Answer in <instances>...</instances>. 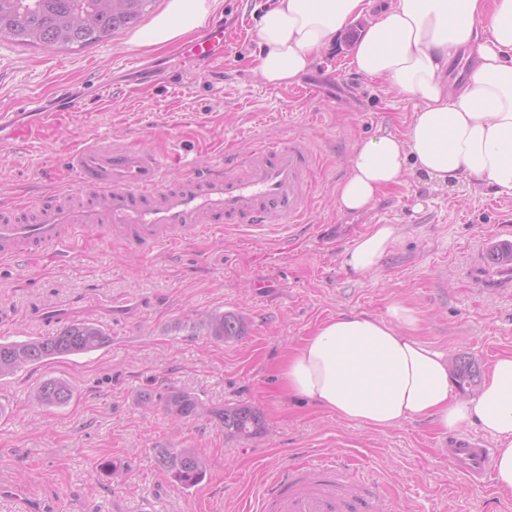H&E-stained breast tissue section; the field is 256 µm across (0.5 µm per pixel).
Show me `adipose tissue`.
Segmentation results:
<instances>
[{
    "instance_id": "ef3b65f1",
    "label": "adipose tissue",
    "mask_w": 512,
    "mask_h": 512,
    "mask_svg": "<svg viewBox=\"0 0 512 512\" xmlns=\"http://www.w3.org/2000/svg\"><path fill=\"white\" fill-rule=\"evenodd\" d=\"M216 5L168 0L131 42L172 44L203 26ZM366 7V0H269L256 24L257 72L274 86L297 83ZM462 56L464 78L450 83L448 69ZM351 65L417 105L403 133L354 147L339 211L367 210L410 171L512 196V0H389L355 43ZM397 237L396 225H375L343 253V266L373 275ZM418 322L403 302L381 318H328L282 356L276 384L290 400L374 429L420 418L447 431L477 425L496 448V487L512 493V354L495 359L474 396L456 399L448 360L417 338Z\"/></svg>"
}]
</instances>
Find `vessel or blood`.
Segmentation results:
<instances>
[{
    "label": "vessel or blood",
    "instance_id": "1",
    "mask_svg": "<svg viewBox=\"0 0 512 512\" xmlns=\"http://www.w3.org/2000/svg\"><path fill=\"white\" fill-rule=\"evenodd\" d=\"M210 62L224 54V26L209 25L184 49ZM73 106L69 93L38 107L30 123L0 113V150L29 141L38 128L62 122ZM312 159L298 139L254 146L233 162H217L174 180L161 156L144 146L99 140L72 149L67 170L73 188L0 205V260L18 256L51 260L68 255L86 237L114 238L135 255L173 248L221 224L254 228L297 223L315 183ZM448 462L466 479L482 481L491 469L490 449L463 443ZM259 512H391L388 495L340 481L335 466L289 464L265 490Z\"/></svg>",
    "mask_w": 512,
    "mask_h": 512
}]
</instances>
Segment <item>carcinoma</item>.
<instances>
[{
	"instance_id": "1",
	"label": "carcinoma",
	"mask_w": 512,
	"mask_h": 512,
	"mask_svg": "<svg viewBox=\"0 0 512 512\" xmlns=\"http://www.w3.org/2000/svg\"><path fill=\"white\" fill-rule=\"evenodd\" d=\"M155 0H121L113 10L102 7V0H0V33L11 40L52 49L73 46L86 47L120 29L127 28L146 15ZM489 264H512V243L502 242L487 252ZM208 336L216 341L229 342L243 338L247 324L233 312H215L202 321ZM111 337L98 325L73 322L52 336L24 341H0V379L29 365L71 355L86 354L103 349ZM478 373L469 362L455 368V380L460 388L477 385ZM73 395L71 385L63 379H49L40 384L33 401L40 406L63 405ZM163 409L176 421L196 418L203 405L199 399L180 389L170 390ZM224 437L230 440H250L264 429V418L250 405H226L214 412ZM156 464L184 488L198 485L206 476L208 464L189 448L154 449Z\"/></svg>"
}]
</instances>
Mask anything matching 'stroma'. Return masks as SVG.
<instances>
[{"mask_svg":"<svg viewBox=\"0 0 512 512\" xmlns=\"http://www.w3.org/2000/svg\"><path fill=\"white\" fill-rule=\"evenodd\" d=\"M268 0H220L211 21L224 25V56L186 62L181 43L135 46L148 19L83 48L57 50L0 36V112L27 108L67 90L74 112L0 158V198L44 194L60 170L52 162L92 138L177 151L207 164L245 154L256 142L296 137L316 160V186L303 223L288 231L233 224L188 242L180 252L126 254L116 242L78 245L71 259L0 262V306L11 313L0 340L56 333L33 322L39 306L70 303L75 320L99 312L110 345L49 360L0 379L9 403L0 417V512H18L16 486L29 490L28 512H257L264 480L294 461L341 463L352 479L390 493L395 512H512V494L493 479L476 486L439 457L456 438L492 440L477 426L455 432L413 420L385 431L336 418L278 395L274 370L288 349L339 314L384 316L403 301L415 308L417 337L467 360L479 373L512 354V288H483L465 277L472 260L512 242V196L471 182L442 187L411 178L362 213H342L337 189L353 147L380 133L402 132L413 100L385 82L358 76L351 47L368 16L342 31L292 86L273 87L255 72L256 21ZM162 72L146 83L137 62ZM377 224L399 237L371 277L342 265L343 252ZM242 315V339L207 336L206 314ZM51 378L73 387L70 402L41 407L33 390ZM179 388L206 414L176 425L138 397ZM247 403L266 429L226 440L214 410ZM194 449L210 469L183 489L154 459L156 448ZM113 462L114 473L100 468Z\"/></svg>","mask_w":512,"mask_h":512,"instance_id":"35a3bbf8","label":"stroma"}]
</instances>
